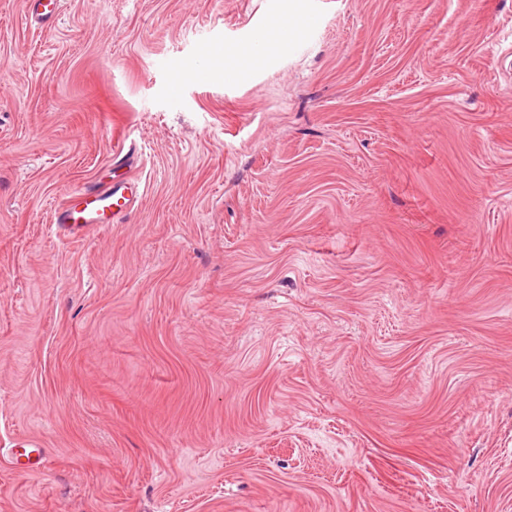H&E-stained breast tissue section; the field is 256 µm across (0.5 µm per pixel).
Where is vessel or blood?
<instances>
[{
  "instance_id": "vessel-or-blood-1",
  "label": "vessel or blood",
  "mask_w": 512,
  "mask_h": 512,
  "mask_svg": "<svg viewBox=\"0 0 512 512\" xmlns=\"http://www.w3.org/2000/svg\"><path fill=\"white\" fill-rule=\"evenodd\" d=\"M35 20L51 25L59 17L63 0H27ZM140 193V183L134 177L111 186L85 184L68 201L56 209L54 224L63 232L76 234L94 224L124 223L133 210ZM12 465L33 472L45 464V452L37 439L22 437L10 451Z\"/></svg>"
}]
</instances>
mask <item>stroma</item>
Here are the masks:
<instances>
[{
    "instance_id": "1",
    "label": "stroma",
    "mask_w": 512,
    "mask_h": 512,
    "mask_svg": "<svg viewBox=\"0 0 512 512\" xmlns=\"http://www.w3.org/2000/svg\"><path fill=\"white\" fill-rule=\"evenodd\" d=\"M24 2L0 512H512V0H306L242 74L211 46L278 0H65L44 28ZM130 142L128 221L59 237ZM41 443L34 438H18L14 447L10 450L11 464L17 468L30 470L33 472L41 470L45 464L44 448Z\"/></svg>"
}]
</instances>
